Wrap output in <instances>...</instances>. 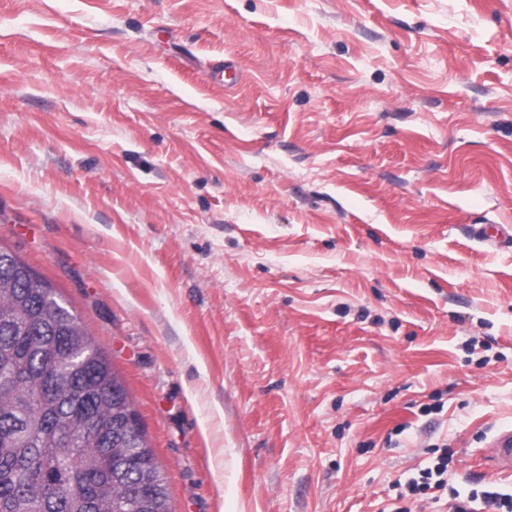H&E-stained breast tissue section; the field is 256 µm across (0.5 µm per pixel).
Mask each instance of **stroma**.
Listing matches in <instances>:
<instances>
[{"label": "stroma", "mask_w": 512, "mask_h": 512, "mask_svg": "<svg viewBox=\"0 0 512 512\" xmlns=\"http://www.w3.org/2000/svg\"><path fill=\"white\" fill-rule=\"evenodd\" d=\"M236 68L225 86L217 62ZM512 0H0V248L173 512L512 493ZM487 458L495 470L512 472V428L501 429L494 435L489 444ZM448 450L443 449L441 455L436 457L430 466L421 469L418 476H410L404 483V488L413 496L427 494L430 489L446 491V505L449 512H480L474 503L478 497L471 494L461 496V493L455 487H449L448 497Z\"/></svg>", "instance_id": "35a3bbf8"}]
</instances>
